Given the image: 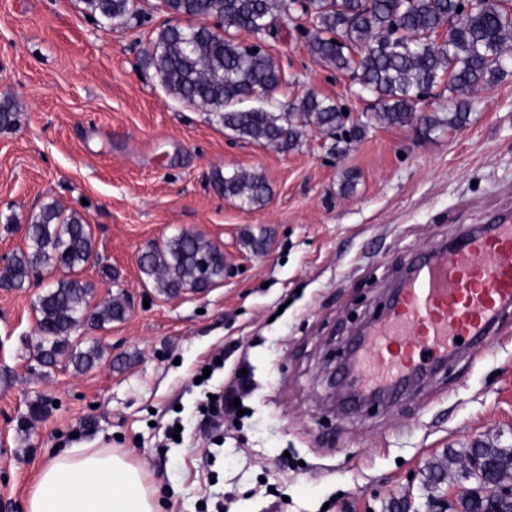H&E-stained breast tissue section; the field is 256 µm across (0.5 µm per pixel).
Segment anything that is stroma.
I'll list each match as a JSON object with an SVG mask.
<instances>
[{
    "label": "stroma",
    "mask_w": 512,
    "mask_h": 512,
    "mask_svg": "<svg viewBox=\"0 0 512 512\" xmlns=\"http://www.w3.org/2000/svg\"><path fill=\"white\" fill-rule=\"evenodd\" d=\"M157 3L139 0L131 28L88 20L80 0H0V100L17 111L0 130V254L24 248L56 205L91 227L78 275L93 303L127 302L124 320L73 333L75 348L103 353L81 372L37 358L47 279L0 290V512H23L39 469L72 446L127 453L162 489L161 512H383L394 499L416 512L448 450L512 447V315L486 353L453 358L390 405L332 404L327 379L416 255L512 215V73L461 128L385 127L351 76L311 52L294 11L269 48L287 79L279 99L316 92L365 130L341 154L313 128L280 152L166 93L144 50L186 20ZM237 169L265 176V206L220 194L215 173ZM246 230L267 248L244 249ZM184 231L218 246L226 272L205 293L166 297L141 251ZM243 377L241 414L204 425L207 393Z\"/></svg>",
    "instance_id": "stroma-1"
}]
</instances>
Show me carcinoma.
<instances>
[{
  "label": "carcinoma",
  "mask_w": 512,
  "mask_h": 512,
  "mask_svg": "<svg viewBox=\"0 0 512 512\" xmlns=\"http://www.w3.org/2000/svg\"><path fill=\"white\" fill-rule=\"evenodd\" d=\"M297 0H161L169 14L184 17L187 28L162 27L151 40L148 63L175 99L208 109L238 139L294 149L313 126L324 132L344 129L345 108L310 91L297 100L270 101L240 109L246 100L274 95L285 78L266 49L229 34L234 28L259 40H278L283 20H292ZM83 11L108 24L122 25L139 12L137 0H81ZM312 20L309 47L325 65L349 72L358 93L374 98L373 117L383 125L405 127L416 118L417 101L439 82H447L448 116H424V131L459 128L469 119L476 94L492 88L512 59V13L506 0H305ZM214 19L212 28L207 20ZM224 197L248 208L265 205L271 188L263 175L244 170L216 174ZM26 248L12 255L0 283L24 287L31 273L55 259L70 272L87 263L94 249L90 226L79 216L64 217L54 205L42 208L29 225ZM141 271L167 296L204 293L224 279V252L198 235L179 233L154 243L140 259ZM92 285L67 277L49 286L36 302L42 344L37 356L51 367L69 357L78 370L101 358L99 346L72 347L70 337L85 311L98 326L122 321L124 301L90 306ZM481 461L478 473L466 462ZM455 471L472 487L456 512H486L479 494L483 482L512 485V448L479 445L448 454L430 468L427 488Z\"/></svg>",
  "instance_id": "carcinoma-1"
}]
</instances>
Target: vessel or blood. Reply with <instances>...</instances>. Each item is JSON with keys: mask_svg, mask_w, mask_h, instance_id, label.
<instances>
[{"mask_svg": "<svg viewBox=\"0 0 512 512\" xmlns=\"http://www.w3.org/2000/svg\"><path fill=\"white\" fill-rule=\"evenodd\" d=\"M511 308L512 220L505 218L467 236L452 257L434 251L408 271L346 367L349 399L398 390L454 355L458 340L484 352Z\"/></svg>", "mask_w": 512, "mask_h": 512, "instance_id": "vessel-or-blood-1", "label": "vessel or blood"}]
</instances>
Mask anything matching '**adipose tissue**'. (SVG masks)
I'll use <instances>...</instances> for the list:
<instances>
[{"label": "adipose tissue", "instance_id": "ef3b65f1", "mask_svg": "<svg viewBox=\"0 0 512 512\" xmlns=\"http://www.w3.org/2000/svg\"><path fill=\"white\" fill-rule=\"evenodd\" d=\"M25 512H157L155 490L126 453L69 448L41 468Z\"/></svg>", "mask_w": 512, "mask_h": 512}]
</instances>
